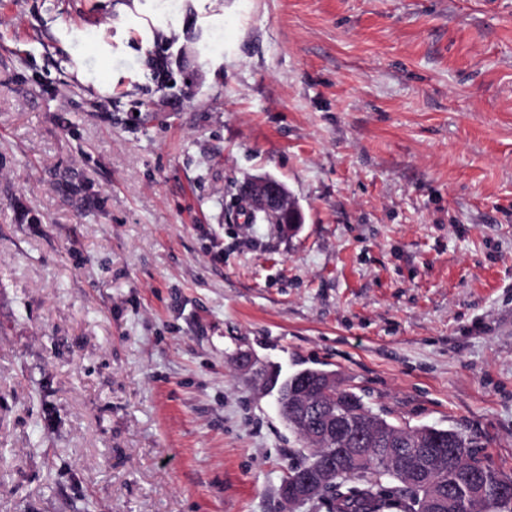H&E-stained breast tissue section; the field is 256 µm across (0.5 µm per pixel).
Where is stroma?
<instances>
[{"instance_id": "stroma-1", "label": "stroma", "mask_w": 512, "mask_h": 512, "mask_svg": "<svg viewBox=\"0 0 512 512\" xmlns=\"http://www.w3.org/2000/svg\"><path fill=\"white\" fill-rule=\"evenodd\" d=\"M271 367L512 477V0H0V512H327ZM245 197L249 211L259 216L251 217L250 224H257L258 221L265 223L266 220L261 217L270 215L278 219L277 224L281 228H296L302 223L300 218L294 212L293 199L291 198L286 186L272 176H263L252 179L245 188ZM288 211V219L285 218Z\"/></svg>"}]
</instances>
